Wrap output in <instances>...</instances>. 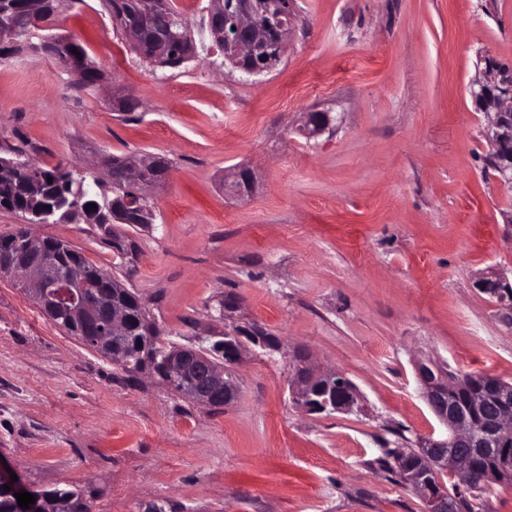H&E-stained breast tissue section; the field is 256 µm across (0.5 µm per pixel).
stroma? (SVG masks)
<instances>
[{"label": "stroma", "mask_w": 512, "mask_h": 512, "mask_svg": "<svg viewBox=\"0 0 512 512\" xmlns=\"http://www.w3.org/2000/svg\"><path fill=\"white\" fill-rule=\"evenodd\" d=\"M279 65L245 81L219 52L156 69L128 48L100 0H68L49 33L101 70L80 90L47 55L0 59V157L80 162L112 193L104 158L172 163L154 222L26 225L67 240L143 301L160 341L204 348L256 323L286 354L250 352L223 409L193 404L149 372L126 373L46 319L0 278V464L28 489H82L92 512H423L380 465L384 447L443 433L415 376L512 381V329L479 273L512 270V189L484 167L485 114L468 86L475 53L512 67V0H295ZM120 88L141 103L113 111ZM342 122L315 139L303 112ZM257 173L253 198L225 196V171ZM236 306L221 314L219 303ZM341 371L360 413L314 414L289 395V350Z\"/></svg>", "instance_id": "obj_1"}]
</instances>
